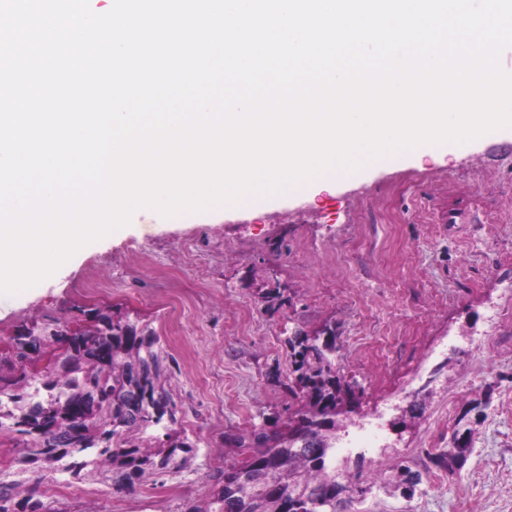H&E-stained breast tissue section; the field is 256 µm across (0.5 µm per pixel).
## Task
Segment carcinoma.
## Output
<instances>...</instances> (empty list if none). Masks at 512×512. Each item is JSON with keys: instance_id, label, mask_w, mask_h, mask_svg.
I'll return each instance as SVG.
<instances>
[{"instance_id": "cac0c4a2", "label": "carcinoma", "mask_w": 512, "mask_h": 512, "mask_svg": "<svg viewBox=\"0 0 512 512\" xmlns=\"http://www.w3.org/2000/svg\"><path fill=\"white\" fill-rule=\"evenodd\" d=\"M292 379L288 393L300 406L299 428H255L234 438L241 461L217 474V488L191 512H350L369 481L348 479L332 464L336 432L359 401L360 387L336 363V329L288 336ZM54 350L51 367H27L31 354ZM169 355L155 330L119 311L80 309L71 320L48 317L18 325L0 353V429L14 434L23 467L0 471V512H42L41 500L24 492L25 474L58 482L110 481L122 493L174 469L197 452L177 424L168 388ZM471 453V433L454 432L435 457L450 471ZM400 485L412 497L422 474L399 464Z\"/></svg>"}]
</instances>
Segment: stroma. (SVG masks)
I'll list each match as a JSON object with an SVG mask.
<instances>
[{
  "instance_id": "stroma-1",
  "label": "stroma",
  "mask_w": 512,
  "mask_h": 512,
  "mask_svg": "<svg viewBox=\"0 0 512 512\" xmlns=\"http://www.w3.org/2000/svg\"><path fill=\"white\" fill-rule=\"evenodd\" d=\"M95 274L98 294L83 293ZM280 289L285 303L266 310ZM119 309L172 355L190 465L117 493L42 498L44 512H189L241 458L232 437L283 428L292 331L336 327V361L363 390L336 434L338 462L378 480L354 512H512V131L464 152L381 163L307 197L130 223L49 279L0 295V342L17 325ZM470 429L461 470L436 466ZM373 447H362L364 439ZM425 472L414 496L396 466Z\"/></svg>"
}]
</instances>
